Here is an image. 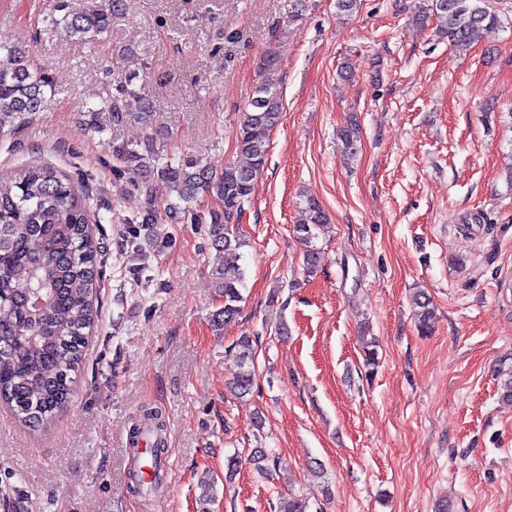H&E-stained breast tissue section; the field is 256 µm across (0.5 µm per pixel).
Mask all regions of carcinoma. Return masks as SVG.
I'll return each instance as SVG.
<instances>
[{"instance_id": "cac0c4a2", "label": "carcinoma", "mask_w": 512, "mask_h": 512, "mask_svg": "<svg viewBox=\"0 0 512 512\" xmlns=\"http://www.w3.org/2000/svg\"><path fill=\"white\" fill-rule=\"evenodd\" d=\"M117 0H101L90 11L67 10L64 0L45 19L46 30H65L69 36L93 46L111 25V7ZM431 11L442 22L457 48L470 46L476 33L498 23L490 0H432ZM61 16H56V13ZM0 133L14 129L16 120L40 112L46 103L47 78L34 67L29 55L0 45ZM136 93L121 86L117 94L103 99L92 111L112 113L119 122ZM282 92L261 81L241 113L236 148L241 156L221 170L190 157L161 153L152 140L136 145H112L133 185L153 197L160 184L166 196L191 204L200 192L215 194L220 206L209 213L212 247L224 254V263L214 268L212 278L223 305L211 314L218 330L236 321L243 300L245 269L238 264L244 246L234 219L241 215L251 195L253 181L267 160L269 136L281 121ZM346 155L357 153V124L338 133ZM89 191L78 193L71 180L46 165H26L8 181H0V402L7 404L18 421L32 430H47L56 414L69 402L74 377L85 356V348L97 310L94 300L101 288L97 244L89 230ZM328 223L319 201L312 195L302 199L301 219L295 237L308 246L304 262L309 270L319 263L312 245L315 231ZM419 332L431 330L434 308L428 298L416 299ZM237 371L226 384L234 397L253 389L255 365L253 341L237 338ZM143 419L152 429L154 454L164 453L165 423L162 412L149 407ZM247 461L259 475L267 474L271 457L263 448H253Z\"/></svg>"}]
</instances>
